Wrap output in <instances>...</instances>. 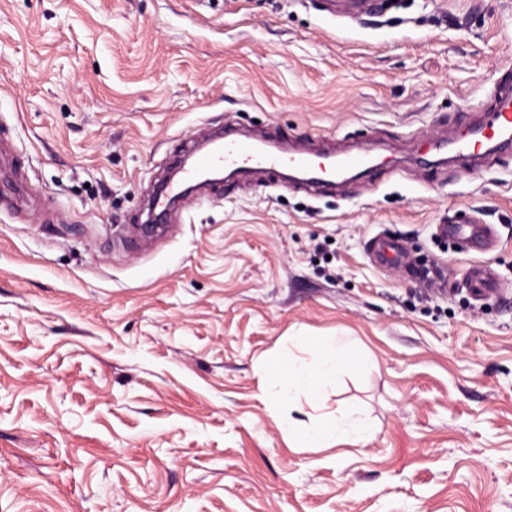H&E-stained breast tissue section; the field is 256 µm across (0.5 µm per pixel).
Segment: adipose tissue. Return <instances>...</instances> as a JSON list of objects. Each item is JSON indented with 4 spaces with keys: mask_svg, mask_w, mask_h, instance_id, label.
<instances>
[{
    "mask_svg": "<svg viewBox=\"0 0 512 512\" xmlns=\"http://www.w3.org/2000/svg\"><path fill=\"white\" fill-rule=\"evenodd\" d=\"M355 349L352 337H327L321 344L307 346L300 353L289 354L288 375L263 388L262 394L276 404L291 405L308 402L311 409H319L328 387L335 385L346 368ZM373 432L368 416L355 410H338L327 423H300L293 433L303 447L313 448L317 443L333 439L357 445L366 441Z\"/></svg>",
    "mask_w": 512,
    "mask_h": 512,
    "instance_id": "1",
    "label": "adipose tissue"
}]
</instances>
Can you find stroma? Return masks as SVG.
Listing matches in <instances>:
<instances>
[{"label":"stroma","instance_id":"stroma-1","mask_svg":"<svg viewBox=\"0 0 512 512\" xmlns=\"http://www.w3.org/2000/svg\"><path fill=\"white\" fill-rule=\"evenodd\" d=\"M506 84L512 0H0L27 186L0 202V512H512V150L420 159ZM223 125L378 165L208 184L140 238L170 153ZM462 209L494 247L438 236ZM476 263L495 296L465 287ZM338 333L323 411L377 432L289 447L305 414L261 389L289 337ZM343 167L368 171L372 169L369 148L348 150L337 154Z\"/></svg>","mask_w":512,"mask_h":512}]
</instances>
